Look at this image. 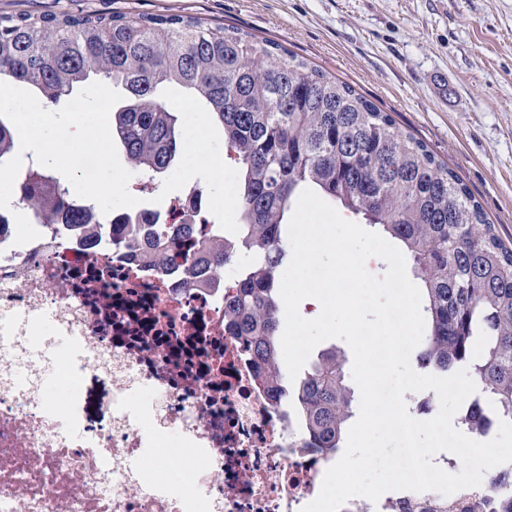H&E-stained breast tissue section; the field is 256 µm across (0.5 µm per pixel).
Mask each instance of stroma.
<instances>
[{
  "mask_svg": "<svg viewBox=\"0 0 512 512\" xmlns=\"http://www.w3.org/2000/svg\"><path fill=\"white\" fill-rule=\"evenodd\" d=\"M182 14L276 41L353 86L448 163L512 246V0H0V14ZM183 162L150 209L190 184L232 211L231 190ZM83 424L105 427L112 389L82 384Z\"/></svg>",
  "mask_w": 512,
  "mask_h": 512,
  "instance_id": "obj_1",
  "label": "stroma"
}]
</instances>
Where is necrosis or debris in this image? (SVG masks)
I'll return each instance as SVG.
<instances>
[{"label": "necrosis or debris", "instance_id": "obj_1", "mask_svg": "<svg viewBox=\"0 0 512 512\" xmlns=\"http://www.w3.org/2000/svg\"><path fill=\"white\" fill-rule=\"evenodd\" d=\"M188 196L169 224L204 240L215 219ZM236 271L185 289L115 246L86 250L18 202L0 210V512H301L332 455L256 379L224 316ZM112 387V418L79 424L86 376ZM177 453L184 477L169 475ZM436 491L349 499L394 512Z\"/></svg>", "mask_w": 512, "mask_h": 512}]
</instances>
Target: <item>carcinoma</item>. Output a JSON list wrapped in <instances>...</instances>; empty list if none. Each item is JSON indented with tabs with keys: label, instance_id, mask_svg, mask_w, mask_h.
I'll return each mask as SVG.
<instances>
[{
	"label": "carcinoma",
	"instance_id": "obj_1",
	"mask_svg": "<svg viewBox=\"0 0 512 512\" xmlns=\"http://www.w3.org/2000/svg\"><path fill=\"white\" fill-rule=\"evenodd\" d=\"M94 78L126 92L112 108L111 135L132 168L153 179L170 171L184 140L162 90L192 92L231 153L235 234L213 225L198 258L177 242L192 225L176 228L148 211L103 224L70 186L59 184L53 197L39 192L50 177L43 168L19 179L22 202L43 223L78 232L88 249L105 240L134 248L144 265L182 275L188 286L216 283L224 267L235 268L240 289L225 315L271 396L295 404L306 447L336 453L355 401L334 349L293 381L281 367L286 226L307 188L400 242L421 285L419 366L441 377L466 366L481 394L462 422L487 429L485 402L512 423V247L425 142L347 83L233 25L176 14H0V80L30 86L50 106ZM16 140L0 118V163ZM490 483L512 496V463Z\"/></svg>",
	"mask_w": 512,
	"mask_h": 512
}]
</instances>
